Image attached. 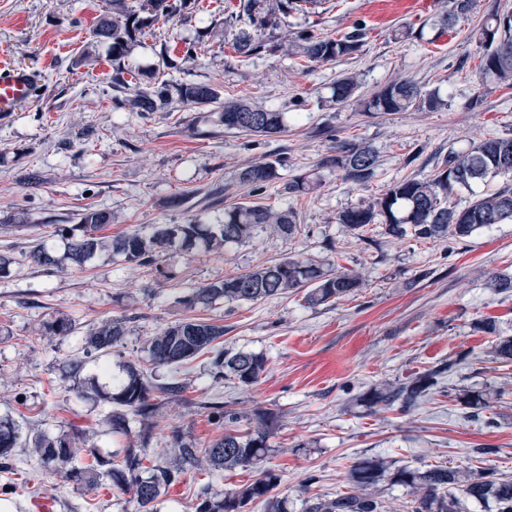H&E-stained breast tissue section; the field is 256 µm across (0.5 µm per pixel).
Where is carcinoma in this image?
Here are the masks:
<instances>
[{"label": "carcinoma", "instance_id": "1", "mask_svg": "<svg viewBox=\"0 0 512 512\" xmlns=\"http://www.w3.org/2000/svg\"><path fill=\"white\" fill-rule=\"evenodd\" d=\"M112 15L101 19L95 35L108 41L112 61L126 58L129 46L151 32L159 21H168L183 9L197 7V0H139L129 7L125 0H113ZM326 0H239L238 17L248 22L249 28L240 30L233 39V50L241 57L259 55L265 44L254 37L251 29L267 26L272 19L291 12L309 13L322 7ZM452 9L441 20L446 28L468 15L471 0H451ZM365 35L362 23L352 30L332 36H317L300 31L288 39L290 56L311 63L335 61L356 52ZM471 37L484 50L481 70L499 83L512 88V12L495 9L472 30ZM161 76L164 80L152 91L139 89L143 73L135 67H119L112 83L117 88L138 87L134 95L121 101L131 112H152L158 104L169 100L171 88L186 103L217 109V121L224 128L245 136L271 137L285 131L283 113L245 98H224V87L211 83L172 84L165 79L169 72H178V60L168 50L160 53ZM355 76L344 75L333 88L332 99L337 104L353 100L360 103L367 114L379 112H405L416 104L428 110L447 105L440 94L421 97L420 88L411 80L394 81L368 98L358 94ZM252 112L265 118V125L254 129L239 123V117ZM283 159L252 163L239 173V181L256 197L275 181ZM341 169L346 180L362 184L375 175L377 157L365 143L340 141L336 155L326 160ZM512 172V137H494L472 144L464 151L450 150L436 157L434 171L423 177L411 176L388 187L381 196L367 205L351 207L338 215V223L357 236L367 232L371 224H384L388 232L403 238L412 235L422 240L445 236L457 238L512 221V185L505 184L486 194L473 196L469 205L458 209L452 198L461 189ZM317 181L308 174H299L284 184L283 192L298 197L311 193ZM112 223V213L103 209H87L81 213L79 223L54 224L50 236L65 242L66 249L57 255L45 241H40L29 253L37 265L50 270L63 261L82 267L97 254L107 252L114 259L136 262L142 266L158 264L159 259L173 248L192 250L202 247L219 251L228 243L252 238L257 227L264 225L285 238L298 232L296 213L290 209L275 210L257 202L224 206V219L206 224L191 218L184 224H154L150 231L136 232L107 238L103 228ZM362 288L356 273L326 270L321 264L286 258L222 280L211 282L184 297V304L193 309L197 305H212L218 301L254 303L266 298L304 292V301L311 307L332 305L354 296ZM489 288L498 294H512V274L491 277ZM45 329L53 335L68 336L75 324L68 316L47 322ZM476 329L495 340L487 351L493 363H512V336L499 333L498 319L487 316L478 320ZM126 335L125 323L112 318L102 322L83 340L86 356H104L112 351ZM224 337V325L200 318L189 317L174 323L147 343L148 358L153 365L178 367L204 352L212 354L214 377L250 387L259 382L266 368V359L258 354L239 351L234 354L219 348ZM458 360H448L422 373L395 382L374 386L357 397L356 403L373 411L398 408L408 411L427 401L435 394L440 380L453 374ZM187 385L171 377L157 383L136 365L130 364L125 375L112 379V389L104 392L94 382L77 389L76 398H101L113 405L108 417L111 432L128 434L129 415L146 423L155 413L157 395L170 398L183 396ZM464 410L471 423L494 425L497 420L485 414L490 404L488 396L468 386H457L451 395ZM208 415L217 424H225L224 434L199 447L195 440L176 430L170 437L169 452L165 459L156 461L147 449L128 448L120 461L96 452L87 454L82 466L74 461L80 456L79 438L74 434H54L37 430L21 439V429L10 417L0 418V466L13 469L14 449H31L40 462L60 474L65 480L98 489L101 476L107 475L105 489L118 495H129L135 500L139 512H157L155 502L170 486L181 482L192 468L227 471L255 464L268 453V440L275 417L257 411L253 417L237 412L218 398L204 404ZM254 420V425L243 432L233 429L242 420ZM496 452L494 448H473L464 467L434 466L424 472L408 468L394 470L379 456L364 457L352 465L350 481L353 491L337 493L334 498H316L307 506V512H383L379 491L383 484L393 481L410 486L418 493L412 512H463L456 492L480 503H491L495 512H512V480L491 467L483 466L484 457ZM277 477L269 470L259 474L242 490L222 498L202 489L196 493L199 503L196 512H245L255 500L264 503L265 512H287L283 501L273 495Z\"/></svg>", "mask_w": 512, "mask_h": 512}]
</instances>
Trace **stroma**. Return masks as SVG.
I'll return each instance as SVG.
<instances>
[{"instance_id": "1", "label": "stroma", "mask_w": 512, "mask_h": 512, "mask_svg": "<svg viewBox=\"0 0 512 512\" xmlns=\"http://www.w3.org/2000/svg\"><path fill=\"white\" fill-rule=\"evenodd\" d=\"M201 5L132 43L129 63L152 74L162 46L196 44L197 57L176 73L178 82L216 83L225 96H248L284 112L285 132L245 137L224 130L213 112L176 98L152 112L117 107L112 54L93 33L98 17L111 14L112 0H0V54L37 78L35 95L0 116V255L11 260L0 276V417L12 416L26 431L78 427L81 448L107 453L141 445L163 451L176 426L207 444L224 432L203 407L216 396L245 413L275 414L271 448L259 464L188 473L160 497L158 512H193L201 486L222 496L266 469L278 477L275 492L287 512H303L309 498L350 490L354 462L374 455L423 471L465 464L470 449L487 447L490 466L512 476V365L479 362L492 338L475 328L477 319L494 316L502 335H512V296L487 286L492 274L512 273V222L434 241L396 238L382 224L359 237L337 222L339 213L368 204L387 186L431 174L437 154L512 135V89L481 73V50L470 38L492 9L512 10V0H473L468 17L450 31L440 26L448 0L411 11L395 6L382 17L371 0H331L323 13L282 15L257 30L268 50L249 58L228 48L242 26L231 16L238 0ZM358 22L366 35L348 57L307 68L279 49L294 32L334 36ZM345 74L355 75L367 96L410 79L448 105L371 116L358 105L331 102V88ZM477 95L483 105L470 110ZM351 136L378 157L369 183H351L325 163L337 141ZM278 156L284 164L261 201L296 211L293 238L266 227L249 242L219 252L177 250L152 267L104 253L84 268L49 273L28 258L47 225L78 223L88 208L111 212L105 232L112 236L193 215L221 217L225 205L247 199L240 171ZM301 173L314 175L318 187L302 197L285 194L284 183ZM178 196L188 205L171 207ZM289 256L354 270L363 286L352 298L316 308L298 294L191 311L182 304L195 288ZM58 315L74 320L73 334L45 333V322ZM190 316L223 324L224 350L263 354L261 381L242 387L214 379L206 354L175 371L159 369V376L187 384L186 399L156 398L150 433L134 419L130 435L106 433L111 405L74 399V388L91 377L108 383L124 364L144 359L151 336ZM110 318L124 319L123 342L66 376V361L83 356L82 338ZM467 350L473 356L450 386L491 393L496 426L466 421L447 389L408 412L347 405L372 385ZM15 463L17 472L0 471V501L16 512H137L129 496L81 488L42 470L29 449H16Z\"/></svg>"}]
</instances>
